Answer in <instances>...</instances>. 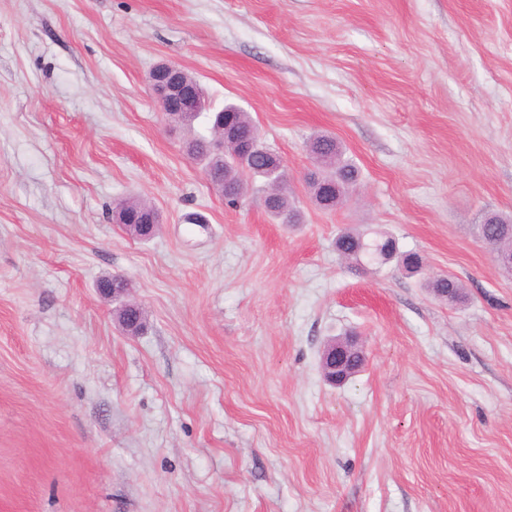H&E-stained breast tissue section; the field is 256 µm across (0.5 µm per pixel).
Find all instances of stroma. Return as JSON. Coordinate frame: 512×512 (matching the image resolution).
<instances>
[{"instance_id": "stroma-1", "label": "stroma", "mask_w": 512, "mask_h": 512, "mask_svg": "<svg viewBox=\"0 0 512 512\" xmlns=\"http://www.w3.org/2000/svg\"><path fill=\"white\" fill-rule=\"evenodd\" d=\"M249 112L303 212L237 208L149 87ZM360 183L310 200L307 140ZM150 200L149 240L112 221ZM512 0H0V512H512ZM394 236L424 268L360 267ZM125 276L122 331L97 292ZM447 274L465 301L439 299ZM365 354L344 385L321 352ZM149 82L151 89L157 99L160 110L166 115H177L182 118L188 113L206 111V104L203 97V88L198 81L187 71L172 63H159L150 73ZM193 120L181 123L191 127ZM191 124V125H190ZM474 234L482 244L491 240L496 243L499 252H512V215L490 214L481 224L475 225ZM484 246L496 254L492 242L487 241ZM366 235L359 232L343 231L336 237V251L347 260H354L359 265L362 255L372 258L379 250L393 238H385L372 243H364ZM395 241V240H394ZM428 288L432 293L444 300H451V302H459L463 299V284L454 276L451 275H438L433 277L428 282ZM363 358V351L352 336L328 341L321 355L325 379L332 385H342L359 371Z\"/></svg>"}]
</instances>
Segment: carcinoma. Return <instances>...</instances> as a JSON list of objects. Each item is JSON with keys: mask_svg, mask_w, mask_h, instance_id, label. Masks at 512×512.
Returning <instances> with one entry per match:
<instances>
[{"mask_svg": "<svg viewBox=\"0 0 512 512\" xmlns=\"http://www.w3.org/2000/svg\"><path fill=\"white\" fill-rule=\"evenodd\" d=\"M220 117L231 121L240 142L249 144L260 140L258 128L249 113L232 104L224 106L220 112L206 113L212 128ZM259 148L260 151L251 153L244 161H236L231 154L217 160L209 153L206 137L197 136L186 141L187 152L205 162L210 184L224 185V202L230 207H237L243 203L247 180L259 178L266 187L275 177L269 155L271 149L262 144ZM307 148L321 164V168L307 177L312 199L318 207L334 210L346 201L349 190L357 184L359 170L354 163L344 157L336 139L331 136H313L308 140ZM115 210L149 213L153 210V205L142 198L130 196L117 202ZM267 212L280 222L287 220L293 224L301 223L300 211L284 193L275 200L273 206L267 208ZM474 234L481 243L491 240L496 243L498 251L512 252V215L490 214L482 223L475 225ZM364 239L366 235L363 233L343 231L336 237V251L345 259L357 262L363 255L373 256L388 242L385 238L368 244ZM428 288L440 299H449L455 303L463 299V284L451 275H438L432 278L428 282Z\"/></svg>", "mask_w": 512, "mask_h": 512, "instance_id": "cac0c4a2", "label": "carcinoma"}]
</instances>
